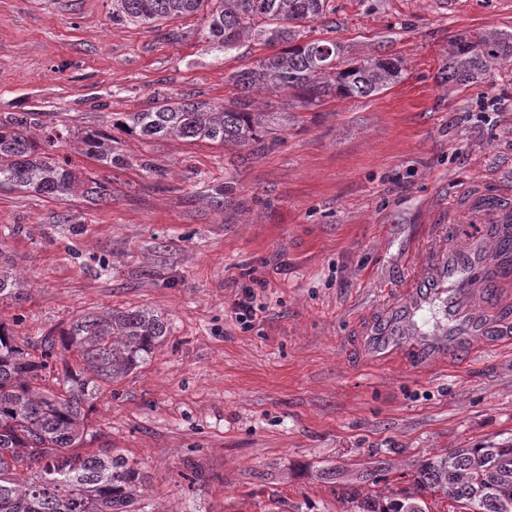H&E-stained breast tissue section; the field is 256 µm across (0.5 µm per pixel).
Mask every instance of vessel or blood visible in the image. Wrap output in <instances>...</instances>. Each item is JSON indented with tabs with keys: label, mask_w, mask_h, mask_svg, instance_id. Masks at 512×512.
Here are the masks:
<instances>
[{
	"label": "vessel or blood",
	"mask_w": 512,
	"mask_h": 512,
	"mask_svg": "<svg viewBox=\"0 0 512 512\" xmlns=\"http://www.w3.org/2000/svg\"><path fill=\"white\" fill-rule=\"evenodd\" d=\"M511 279L512 195L501 192L473 223L444 217L418 233L394 285L378 291L362 355L422 370L450 356L468 363L493 337L511 342Z\"/></svg>",
	"instance_id": "obj_1"
}]
</instances>
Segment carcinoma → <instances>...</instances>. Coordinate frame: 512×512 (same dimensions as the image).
I'll return each mask as SVG.
<instances>
[{
    "label": "carcinoma",
    "mask_w": 512,
    "mask_h": 512,
    "mask_svg": "<svg viewBox=\"0 0 512 512\" xmlns=\"http://www.w3.org/2000/svg\"><path fill=\"white\" fill-rule=\"evenodd\" d=\"M331 0H116L112 20L148 25L206 11L211 49L222 57L254 37L278 52L235 72L238 96L216 106L168 97L138 112H120L112 128L144 143L158 139L207 142L266 150L288 124L283 111L255 106L265 95L291 98L301 108L325 97L366 98L399 83L400 58H345L333 39H303L311 22L327 15ZM512 59V33L491 29L456 35L440 82L476 83ZM82 154L107 166L123 158L118 140L103 129L75 131L46 112L0 117V189L31 191L51 200L80 195L93 205L112 202V185L78 172L56 148L72 140ZM28 299L24 282L0 267V303ZM171 334V323L148 308H110L79 318L60 339L18 341L0 321V512H137L149 475L138 462L107 450L75 452L87 438L86 419L99 383H117L146 364ZM75 356L58 379L59 391L37 386L53 368L55 348ZM413 490L383 501L347 487L348 512H425L423 496L441 495L467 512H512V439L456 448L413 463Z\"/></svg>",
    "instance_id": "cac0c4a2"
}]
</instances>
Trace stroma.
<instances>
[{
	"mask_svg": "<svg viewBox=\"0 0 512 512\" xmlns=\"http://www.w3.org/2000/svg\"><path fill=\"white\" fill-rule=\"evenodd\" d=\"M312 24L347 58H401V83L291 109L277 144L246 163L205 143L121 136L125 166L60 156L111 180L95 206L0 190V264L29 298L0 321L31 340L79 316L149 307L171 334L152 360L102 385L83 452L116 448L150 475L142 512H342L353 474L386 463L375 493L411 486L412 461L512 437V344L466 365L367 366L359 332L435 207L476 217L512 187V63L441 84L461 33H512V0H334ZM113 0H0V115L38 109L76 129L155 96L221 104L232 73L273 54L253 39L217 58L202 15L155 28L112 18ZM149 159L153 173L139 166ZM232 190L218 211L211 187ZM266 309L229 316L242 286Z\"/></svg>",
	"mask_w": 512,
	"mask_h": 512,
	"instance_id": "1",
	"label": "stroma"
}]
</instances>
